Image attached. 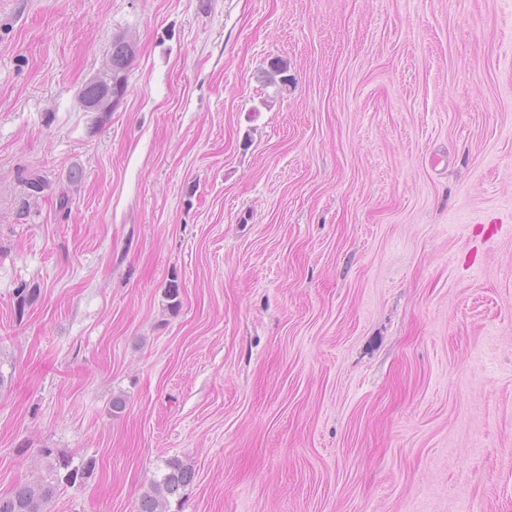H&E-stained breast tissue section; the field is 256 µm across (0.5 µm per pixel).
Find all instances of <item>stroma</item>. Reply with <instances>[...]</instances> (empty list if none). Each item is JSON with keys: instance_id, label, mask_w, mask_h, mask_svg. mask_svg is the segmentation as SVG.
<instances>
[{"instance_id": "obj_1", "label": "stroma", "mask_w": 512, "mask_h": 512, "mask_svg": "<svg viewBox=\"0 0 512 512\" xmlns=\"http://www.w3.org/2000/svg\"><path fill=\"white\" fill-rule=\"evenodd\" d=\"M0 375L48 512H512V0H0ZM128 45L132 47L131 41H127ZM124 38H115L112 41L111 57L109 58V70L112 71V79L115 80L119 75H123L121 83L118 85V90L123 96L126 91L124 81V72L126 71L132 55L130 47L127 45ZM108 81L109 78H100L86 83L81 91L83 100L95 102L111 98L116 89L114 83ZM43 454L52 458L50 479L17 485L5 496L0 495V512H46L47 504L60 487L81 488L91 482L97 473L95 457H83L75 461L53 449H44ZM194 477L195 471L188 464L178 458L167 460L162 474L154 476L142 493L137 512H170L171 500L180 498Z\"/></svg>"}]
</instances>
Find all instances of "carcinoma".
I'll list each match as a JSON object with an SVG mask.
<instances>
[{
	"mask_svg": "<svg viewBox=\"0 0 512 512\" xmlns=\"http://www.w3.org/2000/svg\"><path fill=\"white\" fill-rule=\"evenodd\" d=\"M132 55L126 40L119 37L112 41V77L116 78L126 71ZM125 93L126 85H119L100 78L85 84L81 96L85 101H99L111 97L114 92ZM43 454L51 458L50 478L39 482H27L17 485L5 496L0 495V512H46L47 504L61 487L81 488L91 482L97 473V460L93 456L74 460L51 448L43 449ZM195 471L178 458L165 462V470L154 476L148 488L142 493L137 512H170L171 500L181 496L190 485Z\"/></svg>",
	"mask_w": 512,
	"mask_h": 512,
	"instance_id": "cac0c4a2",
	"label": "carcinoma"
}]
</instances>
